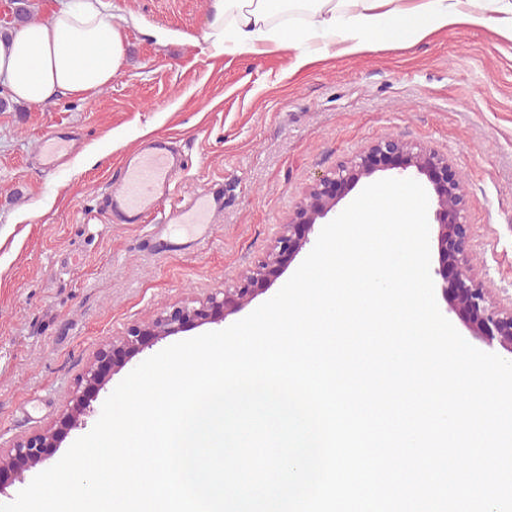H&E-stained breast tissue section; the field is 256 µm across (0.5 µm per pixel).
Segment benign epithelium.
<instances>
[{
  "label": "benign epithelium",
  "instance_id": "1",
  "mask_svg": "<svg viewBox=\"0 0 512 512\" xmlns=\"http://www.w3.org/2000/svg\"><path fill=\"white\" fill-rule=\"evenodd\" d=\"M385 170H393L402 178L426 179L435 201L438 266L434 274L442 297L471 336L500 352L503 359H512V297H497L472 262L467 249V191L448 155L402 138L379 139L317 179L295 204L265 257L234 285L203 300L174 304L105 342L86 363L70 392L66 412L55 425L11 441L6 450L0 448V495L21 481L25 472L47 462L61 434L86 425L93 412V398L112 375L159 341L188 327L217 323L249 305L270 287L281 267L311 243L319 220L336 212L340 201L362 180Z\"/></svg>",
  "mask_w": 512,
  "mask_h": 512
}]
</instances>
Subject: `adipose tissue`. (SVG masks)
I'll return each mask as SVG.
<instances>
[{"label": "adipose tissue", "instance_id": "ef3b65f1", "mask_svg": "<svg viewBox=\"0 0 512 512\" xmlns=\"http://www.w3.org/2000/svg\"><path fill=\"white\" fill-rule=\"evenodd\" d=\"M282 0L284 13L305 9L310 17L304 40L320 41L317 51L297 56L303 69L332 52L358 54L382 41L394 47L437 32L481 26L512 41V0ZM270 0H212L206 34L214 48L234 54L282 43L271 21ZM125 28L106 0H66L44 21L0 38V83L33 105L58 96L86 98L111 84L125 60Z\"/></svg>", "mask_w": 512, "mask_h": 512}]
</instances>
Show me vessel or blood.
<instances>
[{
    "label": "vessel or blood",
    "instance_id": "obj_1",
    "mask_svg": "<svg viewBox=\"0 0 512 512\" xmlns=\"http://www.w3.org/2000/svg\"><path fill=\"white\" fill-rule=\"evenodd\" d=\"M67 146L65 139L46 137L41 152L44 169L54 170L59 154ZM179 166V159L167 141L160 139L144 145L126 160L119 179L113 182L106 197L109 213L128 224L159 213L170 195L171 178ZM216 212L215 200L199 190L189 196L184 206L162 215L160 223L163 229L180 231L186 245L196 246L211 236Z\"/></svg>",
    "mask_w": 512,
    "mask_h": 512
}]
</instances>
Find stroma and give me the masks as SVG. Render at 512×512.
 Here are the masks:
<instances>
[{"label": "stroma", "mask_w": 512, "mask_h": 512, "mask_svg": "<svg viewBox=\"0 0 512 512\" xmlns=\"http://www.w3.org/2000/svg\"><path fill=\"white\" fill-rule=\"evenodd\" d=\"M212 0H111L125 65L99 94L0 110V439L52 425L98 347L179 302L233 284L272 245L318 176L399 137L447 154L468 198L474 262L512 293V42L465 27L298 71L284 48L224 54L204 34ZM180 33L156 40L157 29ZM174 142L184 168L166 208L218 196L210 242L169 248L156 215L110 220L105 196L139 132ZM72 145L40 166L45 135ZM100 159L79 164L88 150Z\"/></svg>", "instance_id": "1"}]
</instances>
